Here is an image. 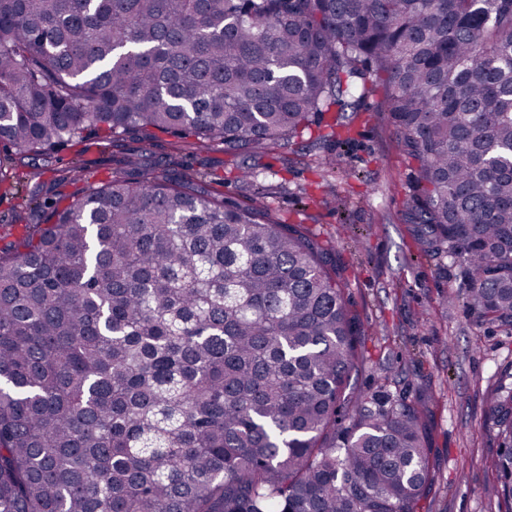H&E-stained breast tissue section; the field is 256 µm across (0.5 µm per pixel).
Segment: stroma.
I'll use <instances>...</instances> for the list:
<instances>
[{"mask_svg": "<svg viewBox=\"0 0 512 512\" xmlns=\"http://www.w3.org/2000/svg\"><path fill=\"white\" fill-rule=\"evenodd\" d=\"M378 94L357 102L350 140L306 150L302 141L271 147L259 177L273 213L305 224L333 247L347 306L359 324L360 361L350 383L418 401L430 450L432 481L417 512H505L489 467L499 443L486 397L512 365V333L477 324L459 292V271L443 254L421 253L408 218L418 172L407 162L398 133ZM152 156L223 178L238 194L236 160L223 144L199 150L160 135ZM111 148L91 138L62 148L44 182L63 178L67 199L110 177ZM25 161L0 184V250L12 248L42 210L29 206Z\"/></svg>", "mask_w": 512, "mask_h": 512, "instance_id": "obj_1", "label": "stroma"}]
</instances>
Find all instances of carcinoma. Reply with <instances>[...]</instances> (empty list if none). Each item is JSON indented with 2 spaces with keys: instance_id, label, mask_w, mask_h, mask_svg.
Returning a JSON list of instances; mask_svg holds the SVG:
<instances>
[{
  "instance_id": "cac0c4a2",
  "label": "carcinoma",
  "mask_w": 512,
  "mask_h": 512,
  "mask_svg": "<svg viewBox=\"0 0 512 512\" xmlns=\"http://www.w3.org/2000/svg\"><path fill=\"white\" fill-rule=\"evenodd\" d=\"M380 95L418 248L512 328V0H0V170L94 134L112 176L0 252V512H416L421 406L351 390L331 249L124 140L242 159ZM489 394L512 504V387Z\"/></svg>"
}]
</instances>
